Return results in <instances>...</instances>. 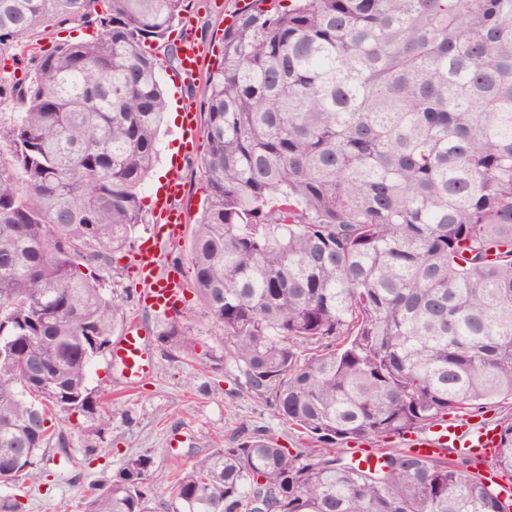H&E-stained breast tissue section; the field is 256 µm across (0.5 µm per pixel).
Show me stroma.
<instances>
[{"mask_svg": "<svg viewBox=\"0 0 512 512\" xmlns=\"http://www.w3.org/2000/svg\"><path fill=\"white\" fill-rule=\"evenodd\" d=\"M238 0H190L186 12L194 25L199 47L205 57L203 68L183 84L172 98V112L161 131L160 157L155 176L145 187L144 199H151L161 179L179 177L184 185L180 200L189 223H196L206 197L200 173L203 143H196L190 159L179 169H171L169 158L178 145L173 140L179 113L193 107L205 113L206 83L222 58V42L227 23L225 14L237 13ZM152 221L139 225L133 248L117 255L107 268L90 265L88 273L96 276L107 296L120 298L125 321H137L147 336L153 353L154 377L135 385L127 384L119 367L113 366L109 355L94 362L89 385L112 404V422L100 427L93 417L75 414L62 424L69 438V452L80 460L73 473L58 474L59 456L55 449L39 452L37 470L46 472L40 485L24 486V500L30 512H82L81 506L93 485L115 474L130 455L146 454L153 460V476L148 492L149 507H156L159 496L192 464L214 448L225 445L240 427L264 429L274 434L280 444L292 453L304 451L300 440L287 423L275 417L264 401L248 394L235 377L234 370L224 368V326L204 315L196 297H189L179 316L196 341L182 359L168 358L158 341L166 325L165 318L148 310L138 297H125V288H137L132 265L137 247L154 232ZM176 435L178 447H168L169 435ZM93 444L110 447L109 455L91 463H83L85 448Z\"/></svg>", "mask_w": 512, "mask_h": 512, "instance_id": "1", "label": "stroma"}]
</instances>
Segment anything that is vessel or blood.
Wrapping results in <instances>:
<instances>
[{
    "label": "vessel or blood",
    "mask_w": 512,
    "mask_h": 512,
    "mask_svg": "<svg viewBox=\"0 0 512 512\" xmlns=\"http://www.w3.org/2000/svg\"><path fill=\"white\" fill-rule=\"evenodd\" d=\"M180 68L178 78H188L201 66L200 48L192 33L180 35ZM199 134V120L192 108H185L176 129V139L183 150H190ZM184 186L178 178H170L158 193L153 208L156 229L162 230L166 240L180 239L187 222L186 212L178 200ZM160 256L155 244L144 246L135 258V274L143 286L141 302L159 316H171L184 304L185 287L174 273H158ZM112 361L120 363L129 377L142 379L151 374L153 366L146 350V338L137 323H130L113 341ZM404 447L426 457H434L452 448L470 458L498 495L512 499V486L499 482L491 462L499 446V434L490 424L477 423L467 418H450L437 422L423 433H413L403 440Z\"/></svg>",
    "instance_id": "obj_1"
}]
</instances>
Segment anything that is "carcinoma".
Wrapping results in <instances>:
<instances>
[{"instance_id": "obj_1", "label": "carcinoma", "mask_w": 512, "mask_h": 512, "mask_svg": "<svg viewBox=\"0 0 512 512\" xmlns=\"http://www.w3.org/2000/svg\"><path fill=\"white\" fill-rule=\"evenodd\" d=\"M188 0H0V51L96 30L0 78V487L68 452L60 416H111L89 367L121 304L83 267L144 221L167 112L160 83ZM265 0L224 30L208 83L207 197L190 262L242 387L320 444L242 430L170 488L175 512H512L464 456L335 447L498 419L512 474V0ZM172 360L192 342L158 335ZM152 458L127 457L83 512H147ZM0 512H27L15 493ZM93 36V29L80 27L77 24L63 28H49L45 35L40 37L38 48H41L44 53H50L61 42L89 40ZM402 439V435H394L380 441L375 439L371 440L370 443L363 444V447L374 448V450L360 448L354 451L351 455L352 462L359 464L362 467H372L378 465L380 463V456H378L375 448H403Z\"/></svg>"}]
</instances>
